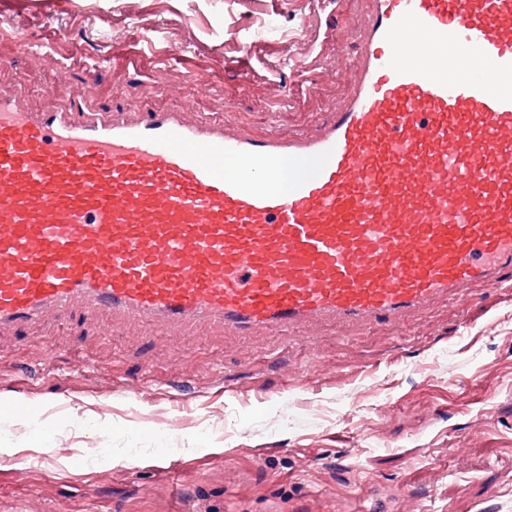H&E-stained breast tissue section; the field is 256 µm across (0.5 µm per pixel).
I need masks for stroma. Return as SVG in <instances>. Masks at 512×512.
<instances>
[{"label": "stroma", "mask_w": 512, "mask_h": 512, "mask_svg": "<svg viewBox=\"0 0 512 512\" xmlns=\"http://www.w3.org/2000/svg\"><path fill=\"white\" fill-rule=\"evenodd\" d=\"M369 0L318 17L309 0H68L0 14V84L30 110L69 107L55 83L97 112H185L251 134L321 58L312 94L276 129L314 131L342 105ZM58 32L31 62L9 30ZM339 33L340 49L315 42ZM150 37L180 61L128 66L124 46ZM271 42L296 63L282 86L264 71L224 74V59ZM112 58L110 69L96 57ZM0 512H512V287L476 282L396 322L189 336L103 315L0 333ZM51 428L46 448L29 440ZM177 484L154 475L159 449ZM22 468H15L14 460Z\"/></svg>", "instance_id": "1"}]
</instances>
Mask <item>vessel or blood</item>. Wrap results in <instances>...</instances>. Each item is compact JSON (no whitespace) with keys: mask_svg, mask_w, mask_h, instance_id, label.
<instances>
[{"mask_svg":"<svg viewBox=\"0 0 512 512\" xmlns=\"http://www.w3.org/2000/svg\"><path fill=\"white\" fill-rule=\"evenodd\" d=\"M316 131L28 111L0 86V332L402 320L512 273V0H370ZM433 51H425L423 36ZM291 171H283L284 163Z\"/></svg>","mask_w":512,"mask_h":512,"instance_id":"b4317fda","label":"vessel or blood"}]
</instances>
